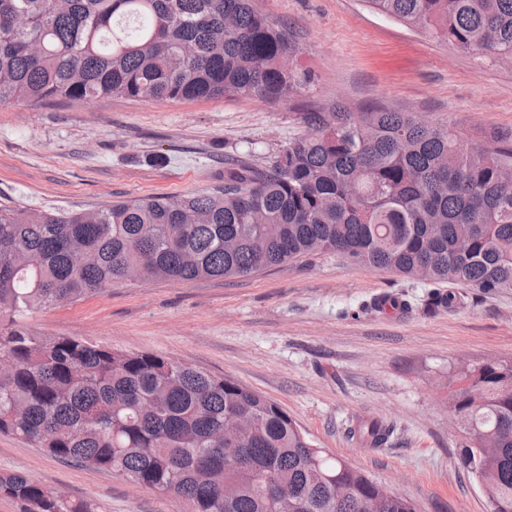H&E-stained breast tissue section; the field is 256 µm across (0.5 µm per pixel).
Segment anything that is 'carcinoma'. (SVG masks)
Here are the masks:
<instances>
[{
    "instance_id": "carcinoma-1",
    "label": "carcinoma",
    "mask_w": 512,
    "mask_h": 512,
    "mask_svg": "<svg viewBox=\"0 0 512 512\" xmlns=\"http://www.w3.org/2000/svg\"><path fill=\"white\" fill-rule=\"evenodd\" d=\"M466 51L512 63V0H367ZM294 34L252 0H0V105L124 97L278 104L310 82ZM264 167L226 162L224 187L95 212L0 206V434L162 495L189 512H419L312 442L276 403L178 360L32 328L105 284L234 279L313 252L378 271L512 290V143L467 147L446 124L338 100ZM460 464L512 512V358L448 374ZM382 448L393 426L359 419ZM269 482L288 487L270 503ZM343 497L336 499V487ZM24 512H99L22 473Z\"/></svg>"
}]
</instances>
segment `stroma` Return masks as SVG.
<instances>
[{
	"mask_svg": "<svg viewBox=\"0 0 512 512\" xmlns=\"http://www.w3.org/2000/svg\"><path fill=\"white\" fill-rule=\"evenodd\" d=\"M290 26L312 80L271 105L254 98H97L0 105V203L86 212L119 200L212 191L224 161L269 164L302 113L343 100L453 127L466 145L512 134V64L432 39L366 0H253ZM425 281L316 252L235 281L119 284L40 312L33 326L228 376L278 404L317 447L415 502L421 512H491L457 460L444 384L459 362L512 357V291L462 288L431 310ZM400 297L405 312H381ZM359 418L389 443L351 441ZM20 472L101 512H188L187 503L0 435V473ZM393 426L379 419H358L349 429L351 439L369 448L384 447L393 435Z\"/></svg>",
	"mask_w": 512,
	"mask_h": 512,
	"instance_id": "obj_1",
	"label": "stroma"
}]
</instances>
